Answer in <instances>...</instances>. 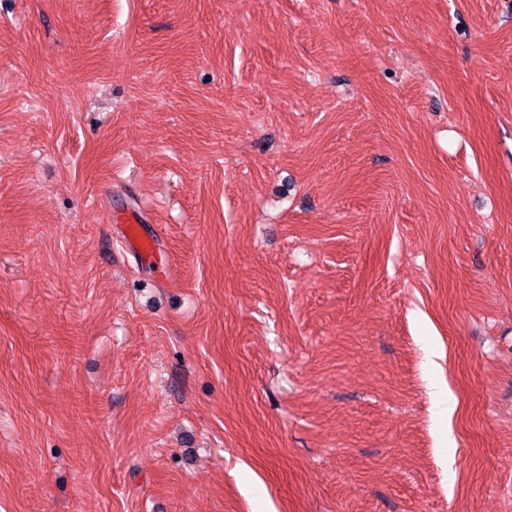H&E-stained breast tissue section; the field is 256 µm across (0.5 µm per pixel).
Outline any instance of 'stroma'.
Returning a JSON list of instances; mask_svg holds the SVG:
<instances>
[{"label":"stroma","instance_id":"obj_1","mask_svg":"<svg viewBox=\"0 0 512 512\" xmlns=\"http://www.w3.org/2000/svg\"><path fill=\"white\" fill-rule=\"evenodd\" d=\"M0 512H512V0H0ZM139 222L138 216L127 215L121 233L127 249L143 264L149 265L155 259L156 244L152 238H146L141 234Z\"/></svg>","mask_w":512,"mask_h":512}]
</instances>
